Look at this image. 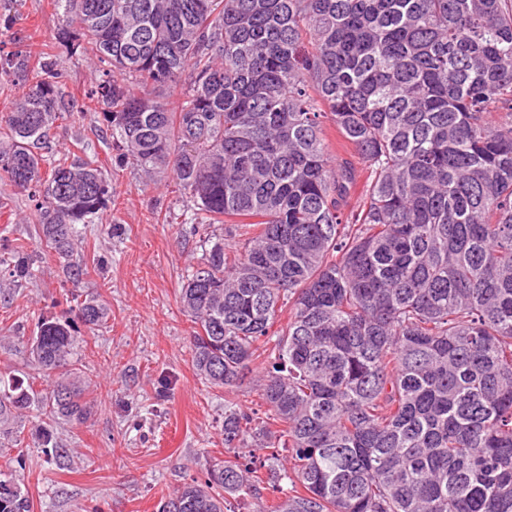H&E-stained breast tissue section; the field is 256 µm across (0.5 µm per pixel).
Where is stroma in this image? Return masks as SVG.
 <instances>
[{"label":"stroma","instance_id":"stroma-1","mask_svg":"<svg viewBox=\"0 0 512 512\" xmlns=\"http://www.w3.org/2000/svg\"><path fill=\"white\" fill-rule=\"evenodd\" d=\"M12 33L36 49L57 48V70L76 112L57 122L60 152L96 161L112 183V201L98 223L82 230L86 259L105 262L72 288L58 259L44 255L33 202L0 180V237L22 243L34 260L35 279L0 292V375L47 379L31 363L26 340L39 317H65L60 298L74 290L78 300L105 306L103 328L85 334L75 357L90 384L91 416L53 426V452H44L38 412L20 417L14 434L27 446L0 444V469L23 456L16 470L32 512H159L185 483L204 481L208 471L232 459L224 447L226 392L206 384L192 364V324L179 293L190 266L200 263L205 236L241 243L234 224L191 227L178 223L192 209L172 176L144 175L118 164L112 129L100 104L91 102L95 68L59 49L64 23L52 0H15L0 14Z\"/></svg>","mask_w":512,"mask_h":512}]
</instances>
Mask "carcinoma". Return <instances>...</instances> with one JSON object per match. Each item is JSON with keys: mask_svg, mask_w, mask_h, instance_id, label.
<instances>
[{"mask_svg": "<svg viewBox=\"0 0 512 512\" xmlns=\"http://www.w3.org/2000/svg\"><path fill=\"white\" fill-rule=\"evenodd\" d=\"M55 6L66 51L107 64L91 97L119 162L171 173L194 203L183 223L247 227L239 251L206 239L180 302L205 383L231 394L266 357L265 420L224 400V447L269 453L224 461L163 512H226L263 469L284 495L267 512H512V0ZM13 41L0 78L38 80L0 112V178L34 202L76 287L78 225L112 186L55 153L73 112L56 56ZM188 69L177 107L151 97ZM328 123L364 165L350 210L356 171L332 161ZM3 249L9 283L34 276L24 246ZM106 321L95 301L37 320L29 354L51 383L0 390V428L34 404L87 418L74 349ZM0 512H30L9 469Z\"/></svg>", "mask_w": 512, "mask_h": 512, "instance_id": "carcinoma-1", "label": "carcinoma"}]
</instances>
